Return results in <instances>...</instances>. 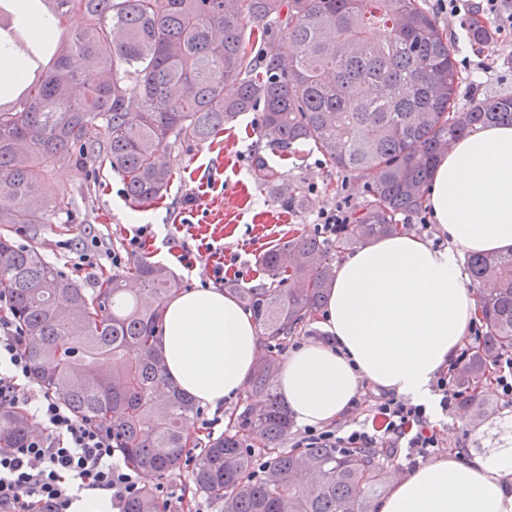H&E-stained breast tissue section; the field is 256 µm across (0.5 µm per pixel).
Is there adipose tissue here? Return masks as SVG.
<instances>
[{"mask_svg":"<svg viewBox=\"0 0 512 512\" xmlns=\"http://www.w3.org/2000/svg\"><path fill=\"white\" fill-rule=\"evenodd\" d=\"M424 204L442 246L402 233L354 250L337 267L321 339L294 350L277 378L297 425L336 423L366 381L432 403L436 372L455 360L478 316L464 255L512 250V126L455 141ZM159 350L169 381L218 409L244 388L259 328L224 291H181L167 305ZM379 512H512V441L417 465L391 483Z\"/></svg>","mask_w":512,"mask_h":512,"instance_id":"obj_1","label":"adipose tissue"}]
</instances>
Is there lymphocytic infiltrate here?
<instances>
[{
    "label": "lymphocytic infiltrate",
    "instance_id": "lymphocytic-infiltrate-1",
    "mask_svg": "<svg viewBox=\"0 0 512 512\" xmlns=\"http://www.w3.org/2000/svg\"><path fill=\"white\" fill-rule=\"evenodd\" d=\"M438 13L471 30L476 20L491 26L492 38L512 40V0H435ZM456 365L440 369L432 384L435 407L384 392L367 395L366 417L344 424L298 429L299 448H369L388 458L403 456L409 465L434 458L446 445L435 417L454 414L464 393L453 377ZM0 407L32 410L36 431L24 447L0 451V512H70L79 494L102 489L114 512L139 492L133 476L115 460L112 433L74 413L31 378L26 336L0 295Z\"/></svg>",
    "mask_w": 512,
    "mask_h": 512
}]
</instances>
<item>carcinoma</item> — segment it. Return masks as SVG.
I'll return each instance as SVG.
<instances>
[{"mask_svg": "<svg viewBox=\"0 0 512 512\" xmlns=\"http://www.w3.org/2000/svg\"><path fill=\"white\" fill-rule=\"evenodd\" d=\"M62 33L33 41L0 9V44L39 59L33 77L0 92V294L24 327L32 378L76 414L112 430L136 471L164 476L192 438L195 400L166 382L158 331L178 290L165 266L138 261L95 288L67 278L36 242L8 231L69 213V195L47 196L49 173L69 164L117 172L137 205L163 198L174 167L171 141L202 144L247 112H262L261 136L281 155L316 149L339 171L376 174L370 199L336 239L296 234L260 257L276 288H232L253 311L268 347L249 390L257 405L242 422L272 458L262 474L242 434L208 442L190 482L222 512H377L391 479L369 450L282 451L292 426L276 388L280 341L327 302L334 253L402 231L433 168L452 143L481 125H512V94L455 109L459 71L447 34L425 0H43ZM78 14L82 29L70 31ZM288 29V40L268 26ZM236 86L227 96L224 88ZM256 180L278 174L262 155ZM467 273L484 338L458 368L468 425L497 415L480 392L503 353H512V252L471 255ZM31 432L21 411L0 407V449ZM125 512H159L150 488Z\"/></svg>", "mask_w": 512, "mask_h": 512, "instance_id": "obj_1", "label": "carcinoma"}]
</instances>
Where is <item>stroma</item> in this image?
I'll return each instance as SVG.
<instances>
[{
	"label": "stroma",
	"mask_w": 512,
	"mask_h": 512,
	"mask_svg": "<svg viewBox=\"0 0 512 512\" xmlns=\"http://www.w3.org/2000/svg\"><path fill=\"white\" fill-rule=\"evenodd\" d=\"M438 22L446 31L456 58L490 55L492 72L474 68L461 73L457 101L468 106L487 94H512V43L476 48L469 33L461 31L448 16ZM261 115L247 113L214 141L186 146L173 144L171 160L176 169L167 195L153 205H134L125 195L123 180L109 168L97 173L69 166L55 169L49 179L51 192L71 195L75 208L70 223L17 226L10 235L16 243L36 242L45 260L69 274L74 281L92 288L101 274L114 268L103 264L87 273L74 266L72 252L60 241L80 243L89 233L100 238L104 249L123 250L136 230L132 215H140L151 227V236L141 251L149 261L162 264L176 276L181 289L212 286L204 261L186 267L179 261L182 244L191 249L211 245L224 251V280L243 288L268 284L257 263L270 245L296 233L313 234L319 210L333 207L337 198L351 194L355 204L367 195L365 181L352 179L327 166L321 156L301 147L296 156L273 158L280 184L306 198L301 210L283 207L278 194L254 178L252 161L268 155L260 137Z\"/></svg>",
	"instance_id": "35a3bbf8"
}]
</instances>
